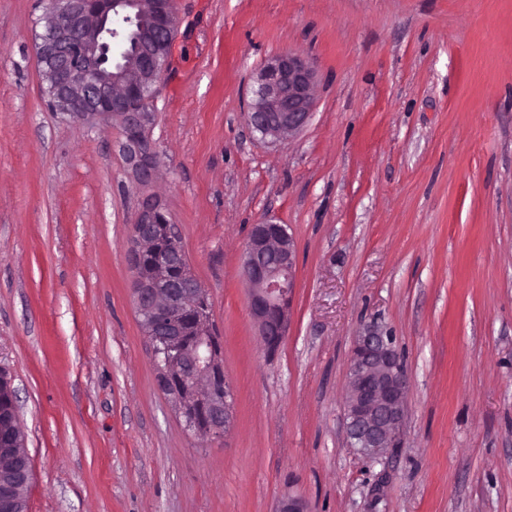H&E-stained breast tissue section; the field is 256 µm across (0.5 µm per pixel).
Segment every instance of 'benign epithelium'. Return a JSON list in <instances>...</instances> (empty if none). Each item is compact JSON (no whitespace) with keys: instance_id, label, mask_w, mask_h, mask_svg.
Here are the masks:
<instances>
[{"instance_id":"1","label":"benign epithelium","mask_w":512,"mask_h":512,"mask_svg":"<svg viewBox=\"0 0 512 512\" xmlns=\"http://www.w3.org/2000/svg\"><path fill=\"white\" fill-rule=\"evenodd\" d=\"M149 4L150 23L137 30L142 43L174 45L178 19L174 0H48L49 25L37 35V58L51 71L44 92L61 102L60 112L79 120L118 116L120 147L137 183L150 182L160 159L149 136L151 113L135 108L146 93L159 86L171 55L144 51L134 60V75L114 85L102 77L101 66L110 49L106 28L113 15L127 8L141 10ZM316 73L312 65L293 52L277 54L256 77L257 89L247 112L248 123L263 136L292 137L307 125L314 108ZM130 240L132 294L141 308L153 314L151 328L168 340L181 333V316L194 306L199 284L190 276L145 278L139 273L143 255L151 253L156 267L167 269L185 263L181 236L165 207L146 198L138 208ZM296 247L283 224L252 226L241 257L242 275L250 288V309L267 353L274 354L288 331L294 288ZM182 380L191 383L194 405L206 409V424L188 419L192 433L218 437L230 430L233 389L223 368L204 369L187 357ZM407 373L392 338L373 325L355 337L349 362V395L345 404L352 447L366 457L383 455L396 446L405 410ZM27 459L25 449L0 455V471H11Z\"/></svg>"}]
</instances>
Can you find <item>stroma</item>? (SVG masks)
<instances>
[{
  "label": "stroma",
  "instance_id": "35a3bbf8",
  "mask_svg": "<svg viewBox=\"0 0 512 512\" xmlns=\"http://www.w3.org/2000/svg\"><path fill=\"white\" fill-rule=\"evenodd\" d=\"M139 185L116 119L48 107L40 0H0V368L16 391L29 512H512V0H175ZM295 52L307 126L247 121ZM163 204L212 303L234 420L194 436L157 383L128 241ZM296 244L288 333L267 355L241 256ZM409 378L397 447L350 445L360 328Z\"/></svg>",
  "mask_w": 512,
  "mask_h": 512
}]
</instances>
